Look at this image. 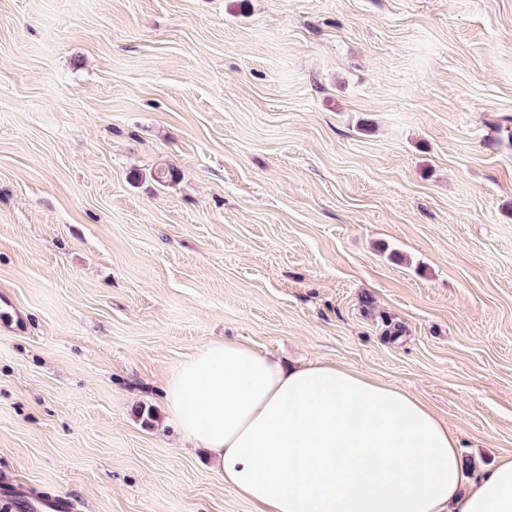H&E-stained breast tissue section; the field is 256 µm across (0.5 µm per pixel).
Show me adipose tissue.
Instances as JSON below:
<instances>
[{"mask_svg":"<svg viewBox=\"0 0 512 512\" xmlns=\"http://www.w3.org/2000/svg\"><path fill=\"white\" fill-rule=\"evenodd\" d=\"M182 439L257 512H512V457L464 490L457 440L421 398L333 363L213 341L165 387Z\"/></svg>","mask_w":512,"mask_h":512,"instance_id":"adipose-tissue-1","label":"adipose tissue"}]
</instances>
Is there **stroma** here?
<instances>
[{
    "mask_svg": "<svg viewBox=\"0 0 512 512\" xmlns=\"http://www.w3.org/2000/svg\"><path fill=\"white\" fill-rule=\"evenodd\" d=\"M224 339L512 455V0H0V471L255 512L164 405Z\"/></svg>",
    "mask_w": 512,
    "mask_h": 512,
    "instance_id": "1",
    "label": "stroma"
}]
</instances>
